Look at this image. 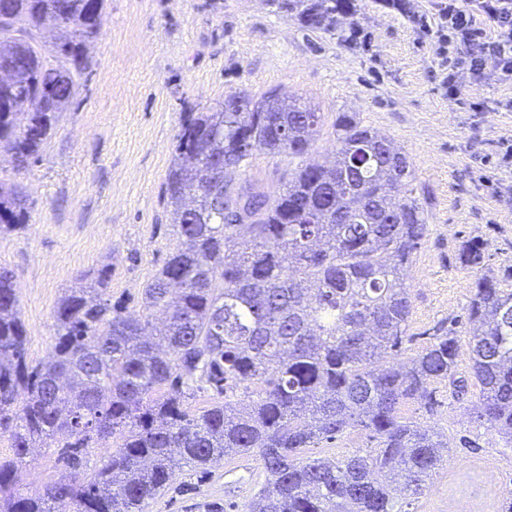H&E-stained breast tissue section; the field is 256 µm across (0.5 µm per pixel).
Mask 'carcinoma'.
<instances>
[{
	"mask_svg": "<svg viewBox=\"0 0 512 512\" xmlns=\"http://www.w3.org/2000/svg\"><path fill=\"white\" fill-rule=\"evenodd\" d=\"M305 27L333 32L352 0H263ZM103 0H0V152L27 167L73 96L75 76L102 23ZM55 20L50 48L42 22ZM322 121L316 108L275 93L231 92L190 112L181 126L163 197L177 245L144 288V307L125 316L94 288H72L56 308L50 359L28 361L12 275L0 270V512H144L183 467L208 471L229 455L257 452L266 482L250 512H398L420 494L448 443L400 415L408 402L434 404L430 386L457 375L458 339L436 336L398 363L412 302L406 272L428 233V214L409 189L408 155L343 112L336 157L283 174L274 196L237 190L231 175L256 150L300 158ZM227 165L214 194L196 195ZM30 203L0 187V232L22 229ZM463 262L483 263L467 242ZM476 417L512 441V289L474 282L466 309ZM204 381L218 394L259 385L248 403L215 400L192 410L182 391ZM375 448L343 459L305 449L349 428ZM66 433L61 459L73 473L29 496L20 469L36 442ZM120 443L98 471L74 473L103 437Z\"/></svg>",
	"mask_w": 512,
	"mask_h": 512,
	"instance_id": "1",
	"label": "carcinoma"
}]
</instances>
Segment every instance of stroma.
I'll use <instances>...</instances> for the list:
<instances>
[{"label":"stroma","instance_id":"35a3bbf8","mask_svg":"<svg viewBox=\"0 0 512 512\" xmlns=\"http://www.w3.org/2000/svg\"><path fill=\"white\" fill-rule=\"evenodd\" d=\"M439 0H355L363 38L345 40L303 28L262 0H104L102 26L71 102L35 162L23 171L0 154V182L30 203L25 228L0 233V268L12 272L31 362L43 361L57 334L55 311L68 289L108 269L107 294L128 315L143 311V290L176 245L162 186L186 113L232 91L259 97L278 90L323 114L304 163L336 153L339 113L388 136L408 154L413 186L428 210L429 231L412 258V300L403 359L448 330L467 343L466 309L475 280L492 277L512 289V85L467 80L451 98L442 83L446 59L435 31L415 23ZM287 155L264 150L234 175L238 186L271 192ZM484 244L481 267L459 259L463 242ZM471 388L454 401L437 387L434 412L401 414L440 432L448 452L444 478L404 500L402 512H448L485 497L502 503L512 484V444L477 421ZM63 469L51 444L34 448L20 474L35 494ZM265 480L258 453L236 455L204 475L182 469L146 512H249Z\"/></svg>","mask_w":512,"mask_h":512}]
</instances>
